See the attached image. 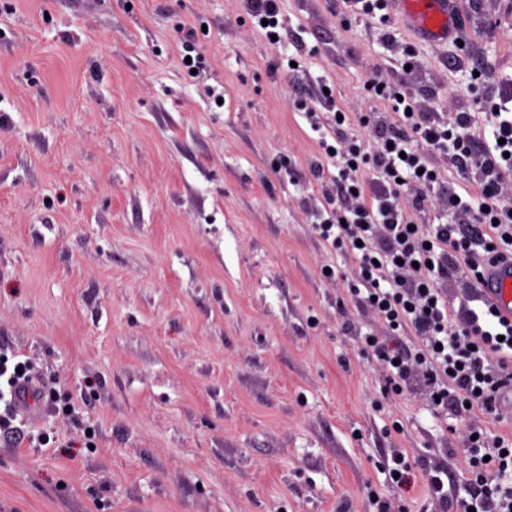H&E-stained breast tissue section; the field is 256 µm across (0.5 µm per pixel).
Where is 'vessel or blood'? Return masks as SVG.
Here are the masks:
<instances>
[{
	"instance_id": "b4317fda",
	"label": "vessel or blood",
	"mask_w": 512,
	"mask_h": 512,
	"mask_svg": "<svg viewBox=\"0 0 512 512\" xmlns=\"http://www.w3.org/2000/svg\"><path fill=\"white\" fill-rule=\"evenodd\" d=\"M396 9L413 33L430 43L448 42L460 32L452 0H396ZM480 295L512 319V261L485 274Z\"/></svg>"
}]
</instances>
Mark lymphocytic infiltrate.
Wrapping results in <instances>:
<instances>
[{
    "label": "lymphocytic infiltrate",
    "instance_id": "obj_1",
    "mask_svg": "<svg viewBox=\"0 0 512 512\" xmlns=\"http://www.w3.org/2000/svg\"><path fill=\"white\" fill-rule=\"evenodd\" d=\"M495 144H484L470 128L473 116L455 113L441 121L432 112L404 114L387 123L373 118L372 152L349 142L342 153L349 175L336 186L343 207L333 209L319 229L333 245L347 246L358 269L366 301L391 332L410 331L422 346L409 351L397 340L365 339L367 352L391 368L390 383L401 387L411 378L412 366L423 367L431 396L440 407L470 408L493 413L512 388V321L486 303L450 310L438 291L439 281L461 274L478 287L491 264L512 257V197L502 185L512 177V119L492 105ZM450 151L457 172L475 178L478 206L456 191L448 193V208L465 212V220L432 227L414 223L421 194L401 206L402 178L424 190L432 188L437 173L429 168L427 152ZM371 167L377 180L368 184L355 173ZM472 512H512V439L478 435L469 448Z\"/></svg>",
    "mask_w": 512,
    "mask_h": 512
}]
</instances>
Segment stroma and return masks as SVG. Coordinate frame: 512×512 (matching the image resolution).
Returning a JSON list of instances; mask_svg holds the SVG:
<instances>
[{"label":"stroma","instance_id":"35a3bbf8","mask_svg":"<svg viewBox=\"0 0 512 512\" xmlns=\"http://www.w3.org/2000/svg\"><path fill=\"white\" fill-rule=\"evenodd\" d=\"M372 4L279 0L273 43L248 0H0V360L42 392L0 512H460L468 433L512 409L437 408L366 352L389 332L316 229L342 171L307 114L369 151L370 77L427 112L512 93V0H460L466 57ZM432 162L415 220L446 224L470 186Z\"/></svg>","mask_w":512,"mask_h":512}]
</instances>
